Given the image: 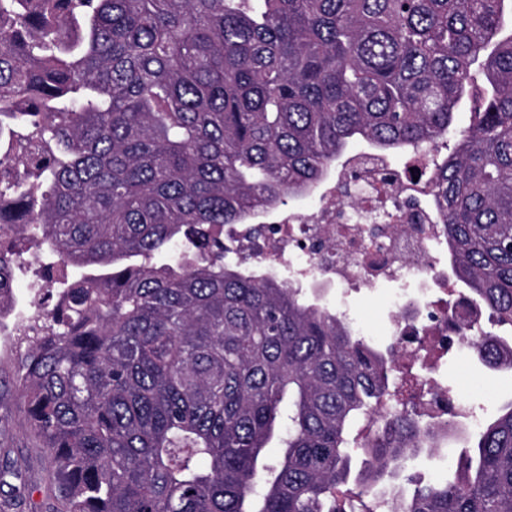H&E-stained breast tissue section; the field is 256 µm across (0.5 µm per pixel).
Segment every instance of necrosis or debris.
<instances>
[{
  "label": "necrosis or debris",
  "mask_w": 512,
  "mask_h": 512,
  "mask_svg": "<svg viewBox=\"0 0 512 512\" xmlns=\"http://www.w3.org/2000/svg\"><path fill=\"white\" fill-rule=\"evenodd\" d=\"M224 235L247 262L288 270L312 288L399 284L391 308L402 340L401 363L420 359L419 345H445L461 325H479L483 316L466 301L453 316L434 310L431 294L449 286L437 251L445 228L423 181L379 154H353L317 204L279 213L262 236L252 237L246 224L226 226ZM400 399L432 423L455 419L462 407L461 401L430 392L424 376L406 383Z\"/></svg>",
  "instance_id": "4bbe7bcc"
}]
</instances>
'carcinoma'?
<instances>
[{
  "label": "carcinoma",
  "instance_id": "obj_1",
  "mask_svg": "<svg viewBox=\"0 0 512 512\" xmlns=\"http://www.w3.org/2000/svg\"><path fill=\"white\" fill-rule=\"evenodd\" d=\"M450 139L429 181L453 271L512 327V0H0V318L24 239L77 269L0 368L52 512H512V403L459 452L377 414L400 341L377 350L224 243L357 140ZM448 348L512 371L494 333ZM423 448L449 471L410 472ZM18 478L0 465L1 507Z\"/></svg>",
  "mask_w": 512,
  "mask_h": 512
}]
</instances>
